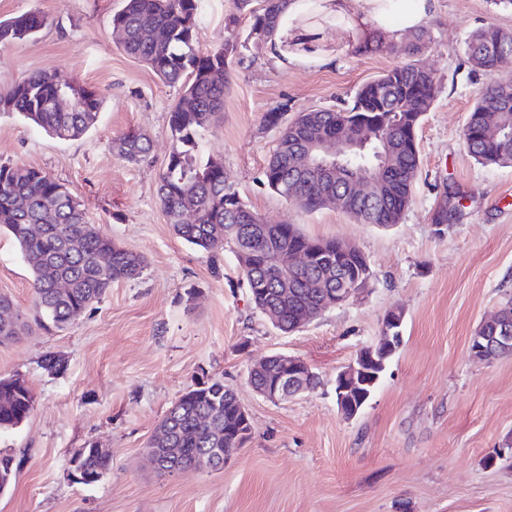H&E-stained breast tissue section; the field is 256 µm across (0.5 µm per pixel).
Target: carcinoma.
<instances>
[{"mask_svg":"<svg viewBox=\"0 0 512 512\" xmlns=\"http://www.w3.org/2000/svg\"><path fill=\"white\" fill-rule=\"evenodd\" d=\"M286 0H235L238 14L229 18L224 45L200 54L195 41L201 0H123L112 17L118 45L131 58L147 65L164 84L178 86L181 96L168 112V125L180 144L169 155L166 170L159 177L157 196L175 234L206 252L229 248L235 254L251 300L262 314L275 318L273 326L290 333L301 319L314 318L331 307L329 294L361 279L366 286L373 276L363 253L341 255V241L315 239L296 224H262L233 186L224 178V163L194 154L197 134L224 118V95L230 88V67L241 49L257 51L274 45L275 30ZM248 19L245 33H236L239 16ZM45 25L37 12L0 20V44L33 37ZM428 44V31L418 30L413 39L391 50L401 61L377 78L362 84L352 100L331 111L300 112L286 126L283 113L273 109L264 122L281 127L278 143L264 170V184L285 201H295L308 211L319 209L317 196L323 187L305 184L291 170L293 155L313 140L339 125L377 123L375 137L366 151L388 149L387 163L394 170L383 184L382 195L374 200L353 199L348 214L364 224L391 227L399 223L409 205L414 183L399 176L407 166H420L417 128L432 107L436 81L432 71L416 60ZM471 66L483 71L490 82L470 112L464 128V143L471 156L487 166L512 165V79L502 78V64L512 59V33L487 28L473 32L467 42ZM102 99L83 87L59 85L54 71L44 69L0 90V112L17 113L62 140H77L96 124ZM502 124L500 136L483 137V125ZM113 154L127 165L146 159L150 144L143 134L127 132L111 142ZM0 229L20 249L33 278L37 324L49 322L61 329L99 302L112 284L140 278L145 257L127 250L88 224L84 208L56 178L34 167L0 165ZM315 253L302 273L286 276L277 271L278 257L290 249ZM12 309L0 296V343L13 340L24 329L21 315L3 314ZM512 324V308L482 324L471 345L483 342L495 326ZM393 351L375 345L358 355L356 370L348 373L344 385L347 399L368 400ZM42 368L59 375L66 361L50 353ZM253 389L261 390L273 381V374L261 363L248 370ZM242 404L233 389L208 379L186 389L171 405L154 434L150 447L171 466L210 470V455L216 448L237 451L251 435L243 419ZM33 397L18 378H0V432L18 427L30 414ZM73 456L88 477L98 482L112 469V456L94 442L77 449ZM20 463L14 456L0 454V492L8 489Z\"/></svg>","mask_w":512,"mask_h":512,"instance_id":"obj_1","label":"carcinoma"}]
</instances>
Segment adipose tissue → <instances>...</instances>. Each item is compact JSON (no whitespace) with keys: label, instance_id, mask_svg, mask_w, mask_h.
Listing matches in <instances>:
<instances>
[{"label":"adipose tissue","instance_id":"obj_1","mask_svg":"<svg viewBox=\"0 0 512 512\" xmlns=\"http://www.w3.org/2000/svg\"><path fill=\"white\" fill-rule=\"evenodd\" d=\"M431 0H315L313 7H306L303 0H290L284 15V25L278 26V35L296 37V19L316 10L328 16L338 17L346 22L347 30L365 36L380 30L393 37L402 32L415 30L426 24ZM399 14V27H391V14Z\"/></svg>","mask_w":512,"mask_h":512}]
</instances>
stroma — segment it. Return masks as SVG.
Masks as SVG:
<instances>
[{
	"mask_svg": "<svg viewBox=\"0 0 512 512\" xmlns=\"http://www.w3.org/2000/svg\"><path fill=\"white\" fill-rule=\"evenodd\" d=\"M122 0H0V19L44 15L33 37L0 45V84L42 69L103 100L83 138L61 141L17 114H0V164L41 169L64 183L89 224L145 256L134 281L65 329L34 324L0 344V376L24 379L28 418L0 435L21 465L0 492V512H512V355L481 361L469 346L480 325L512 303V165L484 166L463 129L488 84L467 62L476 30L512 32V9L492 0H433L420 62L437 79L435 101L417 130L420 168L399 224L357 223L333 207L306 211L273 194L263 171L285 120L336 108L398 63L385 50L362 54L340 19L312 12L315 34L287 58L253 49L232 66L224 119L202 131L200 157L217 156L243 201L271 224L300 225L338 238L367 258L375 277L348 302L284 334L255 310L234 254L213 255L178 238L156 195L173 146L168 112L179 90L128 57L112 34ZM234 0H202L196 48H219ZM146 133V162L129 166L113 137ZM462 209L447 224L433 215L444 193ZM196 289L187 298V289ZM0 294L36 315L33 279L11 236L0 232ZM403 314L401 342L363 409L345 418L336 376L377 345L382 320ZM65 358L64 373L41 367ZM304 360L319 384L273 403L248 382L254 359ZM232 388L249 413L248 442L222 469L169 475L147 460L148 442L172 403L204 379ZM93 441L112 454L96 484L73 482L69 460Z\"/></svg>",
	"mask_w": 512,
	"mask_h": 512,
	"instance_id": "1",
	"label": "stroma"
}]
</instances>
